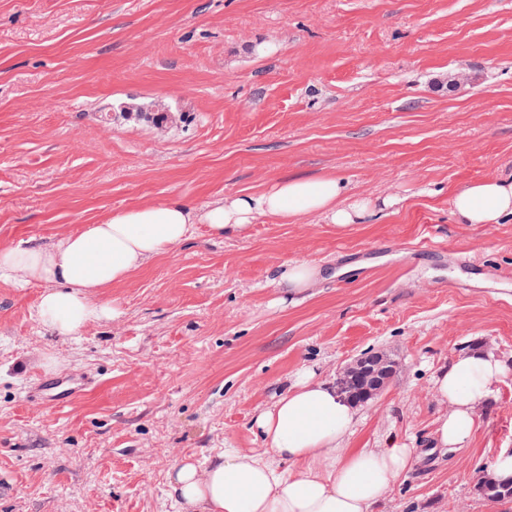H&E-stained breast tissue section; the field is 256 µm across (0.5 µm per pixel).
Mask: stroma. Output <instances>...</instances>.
<instances>
[{"mask_svg": "<svg viewBox=\"0 0 512 512\" xmlns=\"http://www.w3.org/2000/svg\"><path fill=\"white\" fill-rule=\"evenodd\" d=\"M291 174L393 203L197 228L71 337L37 322L41 285L0 282V512H177L175 459L262 447L251 421L299 370L367 353L399 369L351 447L419 451L377 512H502L477 478L512 448V217L460 224L448 197L512 174V0H0V246ZM425 238L449 254L413 257ZM295 261L324 277L285 297ZM464 351L509 368L440 450L434 376Z\"/></svg>", "mask_w": 512, "mask_h": 512, "instance_id": "stroma-1", "label": "stroma"}]
</instances>
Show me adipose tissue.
<instances>
[{"label": "adipose tissue", "mask_w": 512, "mask_h": 512, "mask_svg": "<svg viewBox=\"0 0 512 512\" xmlns=\"http://www.w3.org/2000/svg\"><path fill=\"white\" fill-rule=\"evenodd\" d=\"M368 200L338 177L292 174L257 195L227 196L198 207L180 199L116 209L51 244L0 246V281L37 283L38 322L72 336L122 311L98 293L125 282L148 260L174 252L201 224L213 238L236 236L258 219L318 218L345 227L363 220ZM448 208L463 224L512 216V175L476 180L453 192ZM506 371L494 353L464 354L437 374L448 410L438 420V448L457 446L477 426L475 410ZM354 405L312 369L299 371L252 421L259 449L227 448L205 460L176 459L168 473L180 512H375L409 468L416 449L387 443L353 448Z\"/></svg>", "instance_id": "1"}]
</instances>
